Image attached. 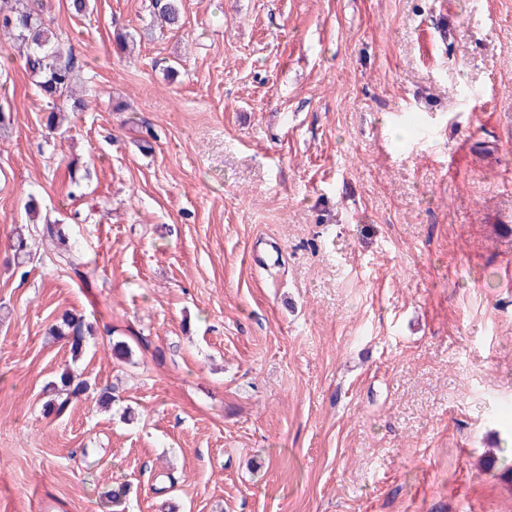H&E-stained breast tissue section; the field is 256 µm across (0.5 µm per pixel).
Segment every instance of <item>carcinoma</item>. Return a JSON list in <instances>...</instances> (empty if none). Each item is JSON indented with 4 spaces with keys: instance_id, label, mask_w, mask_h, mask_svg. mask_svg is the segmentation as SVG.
<instances>
[{
    "instance_id": "carcinoma-1",
    "label": "carcinoma",
    "mask_w": 512,
    "mask_h": 512,
    "mask_svg": "<svg viewBox=\"0 0 512 512\" xmlns=\"http://www.w3.org/2000/svg\"><path fill=\"white\" fill-rule=\"evenodd\" d=\"M160 20L171 29L182 27L181 0H155ZM0 34L7 38L9 47L19 51L24 68L34 79L39 96L46 102V126L55 129L66 119L64 104L71 100L72 84L77 72L75 56L64 48L57 35L46 26L31 0H0ZM73 101V100H71ZM84 101H73V107L82 108ZM42 235L55 241L58 261L66 268L80 273L84 265L82 255L74 249L61 224L47 222ZM49 334L65 340L72 358L77 359L86 350L91 326L85 316L75 309L66 310L49 328ZM90 389L88 380L63 368L48 386L44 411L48 415H63L72 401Z\"/></svg>"
}]
</instances>
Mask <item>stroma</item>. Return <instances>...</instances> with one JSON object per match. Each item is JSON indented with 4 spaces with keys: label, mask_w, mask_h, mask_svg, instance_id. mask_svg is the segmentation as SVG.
<instances>
[{
    "label": "stroma",
    "mask_w": 512,
    "mask_h": 512,
    "mask_svg": "<svg viewBox=\"0 0 512 512\" xmlns=\"http://www.w3.org/2000/svg\"><path fill=\"white\" fill-rule=\"evenodd\" d=\"M41 2L86 105L0 59V512H512V0ZM181 5V0H156L154 6L162 22L170 29H180L183 25ZM41 226L42 235L56 241L59 250L58 261L63 267L74 271L76 274H81L80 267L84 265L83 257L70 243V238L63 225L46 221ZM49 334L65 340L72 358L78 359L86 350L91 326L85 316L76 309L65 310L55 324L49 328ZM90 389L88 380L81 378L69 367L63 368L48 386V399L43 407L47 415H63L72 401Z\"/></svg>",
    "instance_id": "obj_1"
}]
</instances>
